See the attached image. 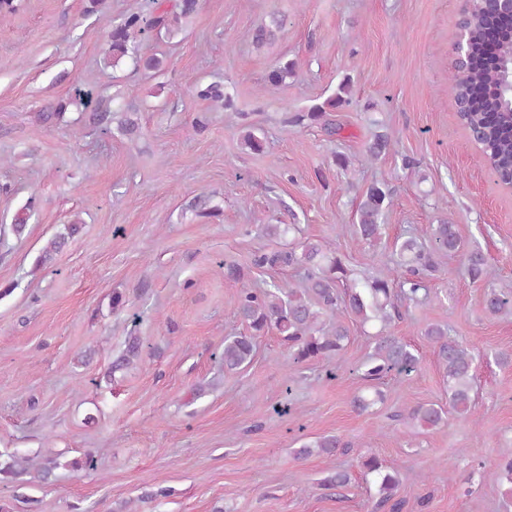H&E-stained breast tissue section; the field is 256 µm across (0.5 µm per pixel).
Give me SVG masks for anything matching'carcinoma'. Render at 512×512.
Listing matches in <instances>:
<instances>
[{"instance_id": "carcinoma-1", "label": "carcinoma", "mask_w": 512, "mask_h": 512, "mask_svg": "<svg viewBox=\"0 0 512 512\" xmlns=\"http://www.w3.org/2000/svg\"><path fill=\"white\" fill-rule=\"evenodd\" d=\"M25 9V0H0V20L11 18ZM200 0H174L168 9L146 17L138 11L128 13L123 22L112 31V60L124 57L134 67L145 71H159L163 60L155 54L142 52L140 42L131 38L147 31L162 32L171 21L198 12ZM462 22L468 35V74L460 78L452 73L453 101L459 104L456 116L467 132L473 133L472 145L483 163L499 176L501 184L508 186L505 175L512 171V31L492 24L485 5L474 2L466 11ZM293 72V64H277L270 71L268 83L279 86ZM199 97L224 101L230 109L233 101L220 84H209L196 90ZM352 103L350 79H344L333 98L326 104L312 107L301 122L309 119L319 122L326 116L325 107L336 108ZM391 145L386 132L374 135L366 158L378 159ZM391 203V192L383 183L367 188L358 208L355 231L362 241L371 243L379 239L383 224L380 220ZM432 246H427L414 235L401 242L398 259L386 255L379 259L380 274L364 281L358 287H340L347 280L348 271L333 244L328 241L306 239L299 243L300 252L263 253L254 258L257 267L297 266L302 270L294 281L274 282L267 288H247L236 291V311L252 335L228 336L224 339V369H238L251 361L254 337L274 330L288 348L289 358L299 364L319 361L332 356L341 361L349 340L344 319L353 316L361 323L376 322L380 330L374 336L372 353L361 364V379L366 390L353 397L355 408L366 411L385 401L379 389L384 378L415 371L420 358L409 343L390 332L392 322L400 317L398 304H419L428 295V279L440 271V259L448 254L463 253L462 273L471 281H489L496 269L478 250L464 251L456 225L443 221L432 227ZM484 310L493 317L512 318V291L488 288ZM424 336L433 347L437 361L448 385V404L456 414L471 418L473 426L480 419L472 411L471 393L476 381L479 353L451 336L448 328L428 327ZM404 428L433 430L448 423V411L433 403L405 406L393 415ZM346 447L335 436H322L305 444L298 456L313 453L327 457ZM364 475L372 476L378 485L376 508L389 512H403L408 502L397 497L399 479L397 471L386 466L374 455L360 458ZM501 477L509 484L512 497V448H505L497 459ZM428 500L420 498L410 507L424 512Z\"/></svg>"}]
</instances>
